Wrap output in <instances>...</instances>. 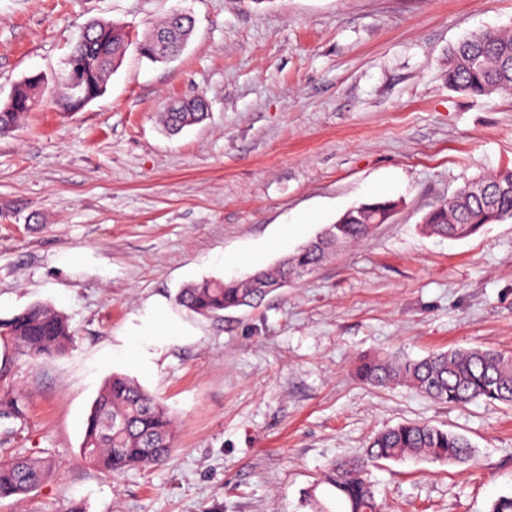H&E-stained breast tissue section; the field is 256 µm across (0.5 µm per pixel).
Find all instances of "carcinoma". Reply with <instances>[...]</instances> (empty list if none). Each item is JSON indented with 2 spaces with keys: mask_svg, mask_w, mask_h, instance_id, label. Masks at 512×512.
Masks as SVG:
<instances>
[{
  "mask_svg": "<svg viewBox=\"0 0 512 512\" xmlns=\"http://www.w3.org/2000/svg\"><path fill=\"white\" fill-rule=\"evenodd\" d=\"M186 15L167 17L156 30L166 34L164 45L154 34L138 42L139 52L157 62L178 56L192 32ZM129 33L121 26L95 21L83 32L65 58L63 82L69 74L82 75L83 92L65 90L56 99L64 112H78L85 102L106 91L107 73L115 69L129 46ZM448 86L472 98L512 90V31H479L467 36L448 54ZM44 87L38 75L28 76L11 98L0 105V136L13 133L22 118L41 101ZM208 115L203 97L179 102L164 113L172 134ZM488 186L474 195L472 186L461 189L424 218L423 228L432 235L463 239L482 225L512 219V168L479 179ZM370 224L359 211L342 215L321 236L312 239L276 265L238 279H212L181 289L177 303L190 313L212 316L243 306L254 307L286 281L296 282L318 268L341 246L368 239ZM0 335L18 344L33 361L61 355L72 345L66 317L49 305L34 303L0 321ZM356 374L365 384L383 388L406 386L426 397L449 404L476 400L512 407V353L459 348L437 351L419 359L386 354L359 361ZM176 418L134 380L112 375L96 397L88 418L81 453L102 471L121 474L164 464L175 448ZM429 460L448 465H467L475 460V448L464 435L425 422H405L376 434L360 457L331 464L304 494L310 512H329L317 495L327 486L335 491L342 512H383L369 480L370 467L382 461ZM51 471L46 458L19 457L0 464V498L24 496L42 484Z\"/></svg>",
  "mask_w": 512,
  "mask_h": 512,
  "instance_id": "cac0c4a2",
  "label": "carcinoma"
}]
</instances>
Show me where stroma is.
<instances>
[{"label":"stroma","mask_w":512,"mask_h":512,"mask_svg":"<svg viewBox=\"0 0 512 512\" xmlns=\"http://www.w3.org/2000/svg\"><path fill=\"white\" fill-rule=\"evenodd\" d=\"M192 16L182 53L142 59L156 21ZM133 39L106 94L50 101L0 137V319L35 302L74 334L32 362L0 337V461L48 458L50 477L0 512H309L305 491L378 432L428 422L468 437L472 466L385 461L386 512H489L512 494V407L374 388L365 355L459 347L512 353V220L464 239L425 215L512 166V93L448 87V50L512 28V0H0V103L55 80L91 22ZM204 97L175 136L159 117ZM371 200L396 209L257 307L220 317L175 302L270 266ZM127 375L177 419L165 464L118 476L80 447L105 380ZM16 413H9V405Z\"/></svg>","instance_id":"stroma-1"}]
</instances>
